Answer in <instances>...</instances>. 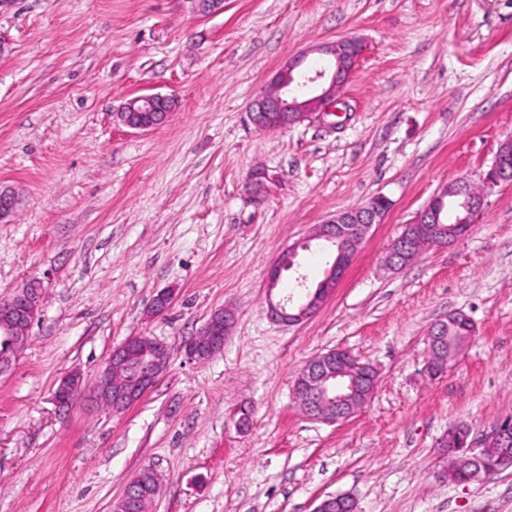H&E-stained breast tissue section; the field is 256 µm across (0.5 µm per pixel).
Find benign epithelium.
<instances>
[{
    "instance_id": "7a95c632",
    "label": "benign epithelium",
    "mask_w": 512,
    "mask_h": 512,
    "mask_svg": "<svg viewBox=\"0 0 512 512\" xmlns=\"http://www.w3.org/2000/svg\"><path fill=\"white\" fill-rule=\"evenodd\" d=\"M318 53L329 60V67L310 70L299 75L305 57L300 56L279 69L270 82V91L261 93L248 112L249 121L260 129H283L309 120L326 111L329 101L346 84L364 52V44L355 38L345 37L317 48ZM174 101L163 95L153 94L131 99L119 114L125 126L148 131L163 124L169 117ZM512 160V138L503 141L489 170L484 174L482 186L489 188L500 183L512 182L508 161ZM470 190V215L478 213L484 197L470 189V180L462 177L448 187V195L456 196ZM387 210L386 198L377 196L361 207L344 211L319 226L305 241L295 244L280 257L277 271L268 284L274 290L279 282V271L295 266L297 250L310 246L316 240L334 248L335 258L324 279L314 288L307 285L306 277L297 275L295 280L302 288V297L289 295L277 301L269 300L268 313L278 322L294 325L313 317L332 296L345 273L357 256L370 227L382 219ZM420 255L416 239L402 232L390 248L387 264L393 268L402 266ZM44 292L43 281L31 278L10 296L0 300V373L16 362L28 339L29 329L35 320ZM235 321V313L227 308L214 310L185 344L189 357L205 362L224 350V343ZM322 356L310 360L298 373L294 392L312 418L328 423H339L353 417L358 408L353 401L358 390L355 377H350L349 393L336 395L335 401L327 398L330 380L337 374L326 372L320 365ZM169 362L167 346L149 336H131L113 348L105 368L93 386L96 400L111 411L124 410L139 402L154 386ZM84 388L78 373L63 376L53 391V400L60 407H67L77 399ZM460 436L459 447L452 449L453 464L462 469V484H471L499 471L488 451L492 447L512 444V420L489 426L482 434L470 437V429L456 427L448 430V437ZM144 498L136 479L126 485L123 495L112 503V512H135ZM357 512L356 500L347 494L328 495L313 512H332L334 509Z\"/></svg>"
}]
</instances>
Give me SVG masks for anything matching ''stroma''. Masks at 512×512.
<instances>
[{
  "instance_id": "stroma-1",
  "label": "stroma",
  "mask_w": 512,
  "mask_h": 512,
  "mask_svg": "<svg viewBox=\"0 0 512 512\" xmlns=\"http://www.w3.org/2000/svg\"><path fill=\"white\" fill-rule=\"evenodd\" d=\"M344 37L365 51L329 115L249 122L280 67ZM157 93L176 101L167 122H120ZM511 136L512 0H0V186L19 197L0 220V298L45 286L0 373V512H110L148 466L161 476L149 512H313L332 494L358 512H512V468L438 476L450 425L512 419V183L487 189L464 236L383 264L405 224L458 178L480 183ZM377 196L389 208L335 295L301 324L272 320L280 254ZM331 261L299 252L279 292L299 272L316 286ZM163 289L174 301L150 315ZM224 306L237 319L223 351L191 360L185 342ZM454 313L476 334L428 377V332ZM139 335L170 359L138 403L56 406L60 377L93 385ZM336 348L379 381L330 424L303 412L294 380Z\"/></svg>"
}]
</instances>
